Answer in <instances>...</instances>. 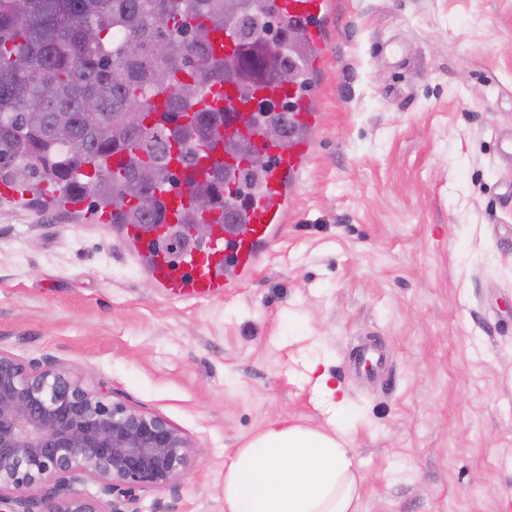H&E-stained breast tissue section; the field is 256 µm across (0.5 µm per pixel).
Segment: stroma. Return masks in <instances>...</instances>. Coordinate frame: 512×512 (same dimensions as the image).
Returning a JSON list of instances; mask_svg holds the SVG:
<instances>
[{
	"mask_svg": "<svg viewBox=\"0 0 512 512\" xmlns=\"http://www.w3.org/2000/svg\"><path fill=\"white\" fill-rule=\"evenodd\" d=\"M324 114L286 234L222 296H166L93 203L0 197V350L71 368L198 450L114 512H224L271 423L336 427L358 512H512V0H333ZM383 378L354 371L364 338Z\"/></svg>",
	"mask_w": 512,
	"mask_h": 512,
	"instance_id": "35a3bbf8",
	"label": "stroma"
}]
</instances>
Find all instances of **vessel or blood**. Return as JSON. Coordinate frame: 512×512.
<instances>
[{
	"instance_id": "b4317fda",
	"label": "vessel or blood",
	"mask_w": 512,
	"mask_h": 512,
	"mask_svg": "<svg viewBox=\"0 0 512 512\" xmlns=\"http://www.w3.org/2000/svg\"><path fill=\"white\" fill-rule=\"evenodd\" d=\"M275 5L279 15L289 22L301 24L311 47L310 63L320 66L327 52L318 20L326 13L329 0H276ZM261 95L268 99L289 100L301 126L315 125L320 118L312 97L305 91L265 89ZM194 108L223 113L226 133L248 138L255 150L271 157L272 164L265 173L262 192L248 198L241 210V222L235 228L225 226L222 210L206 213L204 219L212 226L206 246L186 250L177 259L170 256L163 242L169 225L182 222L190 212L192 185L204 181L216 167H228L236 162L234 153L219 142L193 167L184 169L171 164L170 169L176 172L179 184L163 186L157 193L162 214L160 224L149 231L140 225L128 224L124 230L128 238L141 243L148 257L150 276L171 295L210 297L243 281L259 263L263 248L287 229L294 186L309 165L312 145L300 139L265 142L259 127L251 123L255 100H242L237 90L224 89L220 84L205 90ZM385 363L383 351L374 346L363 348L354 360L355 368L366 376L378 373Z\"/></svg>"
}]
</instances>
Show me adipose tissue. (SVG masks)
I'll return each mask as SVG.
<instances>
[{
    "mask_svg": "<svg viewBox=\"0 0 512 512\" xmlns=\"http://www.w3.org/2000/svg\"><path fill=\"white\" fill-rule=\"evenodd\" d=\"M358 477L344 442L271 424L224 473L225 512H356Z\"/></svg>",
    "mask_w": 512,
    "mask_h": 512,
    "instance_id": "1",
    "label": "adipose tissue"
}]
</instances>
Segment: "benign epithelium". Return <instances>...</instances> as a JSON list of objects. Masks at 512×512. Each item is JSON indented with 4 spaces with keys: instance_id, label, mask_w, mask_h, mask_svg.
<instances>
[{
    "instance_id": "obj_1",
    "label": "benign epithelium",
    "mask_w": 512,
    "mask_h": 512,
    "mask_svg": "<svg viewBox=\"0 0 512 512\" xmlns=\"http://www.w3.org/2000/svg\"><path fill=\"white\" fill-rule=\"evenodd\" d=\"M196 449L166 417L86 387L71 369L28 367L0 350V505L30 512L23 493L52 482L45 512H113L122 487L179 479ZM100 484L101 496L80 486Z\"/></svg>"
}]
</instances>
